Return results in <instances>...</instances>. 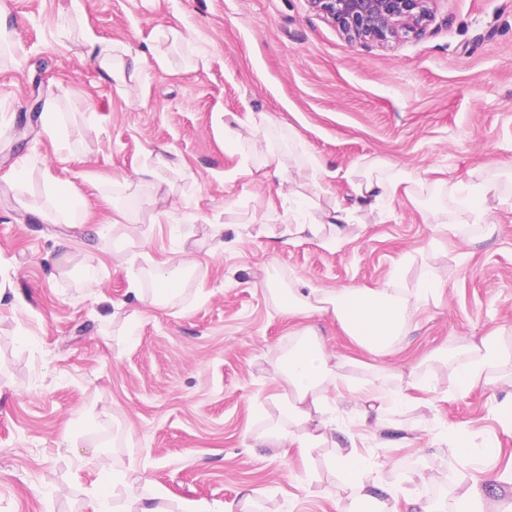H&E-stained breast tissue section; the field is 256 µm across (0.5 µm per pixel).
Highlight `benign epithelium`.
<instances>
[{
  "instance_id": "benign-epithelium-1",
  "label": "benign epithelium",
  "mask_w": 512,
  "mask_h": 512,
  "mask_svg": "<svg viewBox=\"0 0 512 512\" xmlns=\"http://www.w3.org/2000/svg\"><path fill=\"white\" fill-rule=\"evenodd\" d=\"M349 38L381 44L417 36L433 17L436 0H310Z\"/></svg>"
}]
</instances>
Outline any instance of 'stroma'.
Returning <instances> with one entry per match:
<instances>
[{
  "instance_id": "1",
  "label": "stroma",
  "mask_w": 512,
  "mask_h": 512,
  "mask_svg": "<svg viewBox=\"0 0 512 512\" xmlns=\"http://www.w3.org/2000/svg\"><path fill=\"white\" fill-rule=\"evenodd\" d=\"M69 5L0 0L23 58L0 56V512H85L99 458L119 483L166 491L170 508L247 491L252 512H342L331 444L304 460L256 445L292 429L278 399L288 386L273 379L292 324L271 280L410 290L434 269L440 293L416 305L388 356L318 322L330 355L362 361L352 378L417 406L390 407L384 432L344 396L328 415L380 461L382 483L421 497L437 487L451 499L469 482L451 438L486 442L489 475L512 473V385L460 389L456 360L432 356L496 329L512 353V209L475 224L448 193L491 179L512 196V0H438L420 36L386 46L348 40L310 0H81L63 37ZM171 27L182 44L166 39ZM92 37L154 56L120 86L99 71ZM198 47L208 57L196 67ZM49 106L69 150L44 129ZM248 110L278 121L273 138L247 132L225 147L218 116ZM163 146L173 169L159 188L139 185L136 170ZM270 148L314 153L325 171L315 183L268 177L257 158ZM374 159L410 173L411 192L360 209L342 243L288 239L293 194L330 209ZM51 183L85 199L87 221L44 218ZM116 206L128 214L118 225ZM434 248L448 260L432 268ZM182 249L192 268L172 265ZM159 267L180 290L153 307Z\"/></svg>"
}]
</instances>
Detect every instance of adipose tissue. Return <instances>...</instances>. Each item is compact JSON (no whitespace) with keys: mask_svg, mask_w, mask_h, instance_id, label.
Here are the masks:
<instances>
[{"mask_svg":"<svg viewBox=\"0 0 512 512\" xmlns=\"http://www.w3.org/2000/svg\"><path fill=\"white\" fill-rule=\"evenodd\" d=\"M410 182L411 177L404 170L372 165L353 186L354 202L343 199L330 211L314 212L308 198H301L288 211V233L297 240L321 239L328 245L342 242L347 239L361 205L378 206ZM495 190V185L489 181L450 187L458 206L477 224L488 222L491 215L488 197ZM435 287L433 279H423L411 297L389 283L380 288L352 286L330 290L308 288L300 282L286 289H272L271 295L285 316L306 321L305 326L297 330L295 342L276 369L277 376L288 385L283 414L289 423L304 426L305 431L293 436L274 429L265 437V444L294 448L299 455H307L316 442L336 434L335 424L326 415L330 394L350 388L364 397L365 404L360 408L363 421L381 431L388 429L381 394L375 388L351 384L342 371V362L327 353L317 322L332 317L359 346L383 356L407 334L413 301L427 299ZM459 353L462 360L457 378L463 386L479 381L491 384L498 381L501 373L512 371V354L504 350L499 335H486L476 344L463 343ZM334 463L342 474L343 489L352 498V512H399L398 505L402 502L411 506L412 512H435L431 501L409 498L399 488L380 484L375 475L377 462L363 456L356 448L339 451ZM506 484L511 488L510 493L498 495L496 504L492 505L488 502V479L472 480L455 498L449 512H512V478L507 479Z\"/></svg>","mask_w":512,"mask_h":512,"instance_id":"adipose-tissue-1","label":"adipose tissue"}]
</instances>
